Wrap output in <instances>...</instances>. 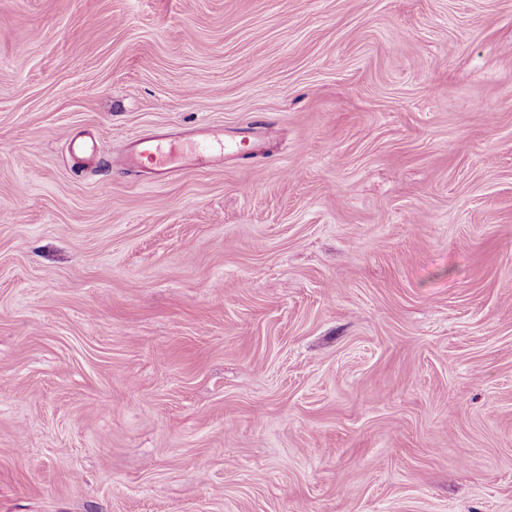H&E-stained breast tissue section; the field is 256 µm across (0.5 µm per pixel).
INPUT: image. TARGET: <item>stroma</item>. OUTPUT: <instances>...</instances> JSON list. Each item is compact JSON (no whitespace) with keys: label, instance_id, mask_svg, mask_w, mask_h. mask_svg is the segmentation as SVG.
Here are the masks:
<instances>
[{"label":"stroma","instance_id":"1","mask_svg":"<svg viewBox=\"0 0 512 512\" xmlns=\"http://www.w3.org/2000/svg\"><path fill=\"white\" fill-rule=\"evenodd\" d=\"M0 512H512V0H0ZM189 140L181 137H144L133 143L131 152L123 162L126 166L135 168L141 157L148 156L154 163V174L165 179L177 171L172 163L176 157L190 156L194 161L200 162L209 158L214 149L218 148L224 153V131L221 128L204 130L198 143L186 147Z\"/></svg>","mask_w":512,"mask_h":512}]
</instances>
